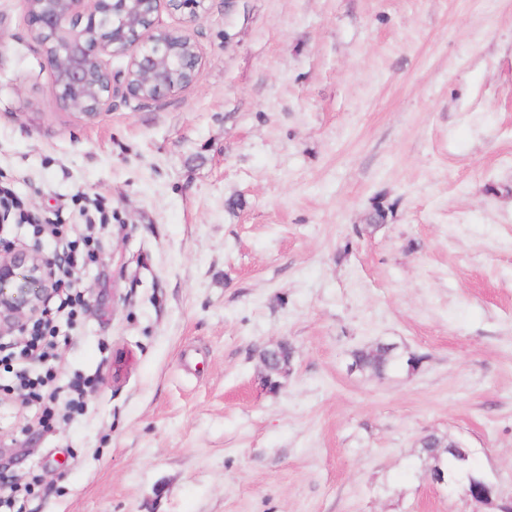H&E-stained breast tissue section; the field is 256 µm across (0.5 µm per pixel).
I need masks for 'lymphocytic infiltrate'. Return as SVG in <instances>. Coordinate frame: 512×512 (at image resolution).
Masks as SVG:
<instances>
[{
	"mask_svg": "<svg viewBox=\"0 0 512 512\" xmlns=\"http://www.w3.org/2000/svg\"><path fill=\"white\" fill-rule=\"evenodd\" d=\"M112 224V213L101 202H94L84 231L55 219L47 234L54 241L58 258L60 290L40 316L31 323L20 348L11 343L0 344V369L10 374L12 388L18 390L26 404L37 406L41 422L53 420L56 413L71 419L82 416L86 396L95 391L99 377L95 374H74L66 383H59L49 361L58 355L65 337L60 323L75 325L88 308V301L78 285V274L86 266L101 259L100 233Z\"/></svg>",
	"mask_w": 512,
	"mask_h": 512,
	"instance_id": "lymphocytic-infiltrate-1",
	"label": "lymphocytic infiltrate"
}]
</instances>
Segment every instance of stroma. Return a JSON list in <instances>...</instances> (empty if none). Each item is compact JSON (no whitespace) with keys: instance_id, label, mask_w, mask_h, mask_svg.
<instances>
[{"instance_id":"stroma-1","label":"stroma","mask_w":512,"mask_h":512,"mask_svg":"<svg viewBox=\"0 0 512 512\" xmlns=\"http://www.w3.org/2000/svg\"><path fill=\"white\" fill-rule=\"evenodd\" d=\"M155 24L196 40L200 82L87 117L0 0V173L32 221L84 223L81 192L114 224L55 366L99 372L84 414L46 430L0 392V471L48 483L30 512H473L433 485L428 434L512 496V0ZM283 340L270 389L258 349ZM378 342L424 361L349 371Z\"/></svg>"}]
</instances>
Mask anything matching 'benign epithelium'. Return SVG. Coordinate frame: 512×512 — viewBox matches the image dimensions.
<instances>
[{"mask_svg": "<svg viewBox=\"0 0 512 512\" xmlns=\"http://www.w3.org/2000/svg\"><path fill=\"white\" fill-rule=\"evenodd\" d=\"M210 0H22L27 26L54 81L51 101L91 115L116 95L142 102L176 95L201 78V54L182 30L155 26L161 6L192 24ZM129 55L123 70L107 61ZM56 290V259L41 246L17 248L0 241V337L23 336ZM463 496L476 507L489 497L482 482H464Z\"/></svg>", "mask_w": 512, "mask_h": 512, "instance_id": "benign-epithelium-1", "label": "benign epithelium"}]
</instances>
